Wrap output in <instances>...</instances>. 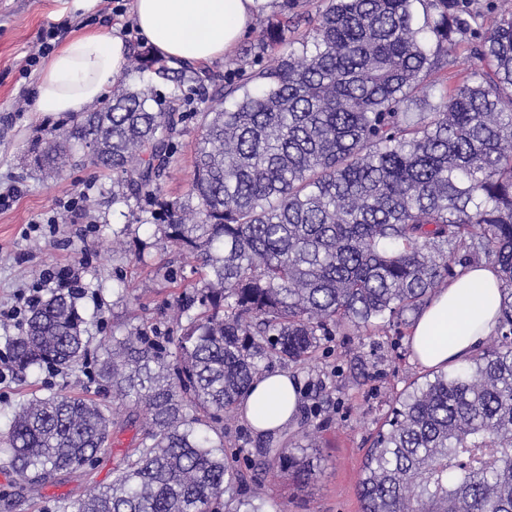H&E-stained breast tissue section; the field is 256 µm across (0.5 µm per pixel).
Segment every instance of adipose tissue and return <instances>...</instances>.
<instances>
[{"mask_svg":"<svg viewBox=\"0 0 512 512\" xmlns=\"http://www.w3.org/2000/svg\"><path fill=\"white\" fill-rule=\"evenodd\" d=\"M269 0H134L138 30L166 57L206 62L230 52ZM127 48L102 31L71 37L40 72L35 109L49 114L83 111L119 75ZM502 284L488 267L474 265L441 286L412 326L410 345L424 368L465 360L499 321ZM299 385L288 373L258 378L242 402L258 433L286 428L297 413Z\"/></svg>","mask_w":512,"mask_h":512,"instance_id":"adipose-tissue-1","label":"adipose tissue"}]
</instances>
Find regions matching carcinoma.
<instances>
[{"label":"carcinoma","instance_id":"obj_1","mask_svg":"<svg viewBox=\"0 0 512 512\" xmlns=\"http://www.w3.org/2000/svg\"><path fill=\"white\" fill-rule=\"evenodd\" d=\"M295 32L286 14L261 23L222 80L144 50L129 68L148 79L118 81L103 105L31 140L48 177L90 150L121 188L112 202H144L142 222L200 273L170 304L176 335L146 321L112 337L94 371L111 400L68 391L19 405L0 454L20 485L94 465L134 408L138 445L73 512H222L243 482L224 415L265 363H308L324 336L396 331L477 260L503 284L491 344L398 399L357 491L362 512H512V6L327 0ZM463 44L476 63L415 111ZM191 115L193 178L170 200L164 182ZM86 323L73 294L51 291L9 342L15 371L78 366ZM301 438L254 466L307 483L315 439ZM232 512H268L267 501L245 495Z\"/></svg>","mask_w":512,"mask_h":512}]
</instances>
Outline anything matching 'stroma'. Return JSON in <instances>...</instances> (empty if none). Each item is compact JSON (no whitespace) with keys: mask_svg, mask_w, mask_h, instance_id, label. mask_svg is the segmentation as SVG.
<instances>
[{"mask_svg":"<svg viewBox=\"0 0 512 512\" xmlns=\"http://www.w3.org/2000/svg\"><path fill=\"white\" fill-rule=\"evenodd\" d=\"M124 4L123 15L111 18L103 13L100 0L89 8L81 0H0V186L13 183L20 188L13 207L0 212V304L10 302L15 291L36 285L48 266L81 267L77 304L87 318L90 366L113 336L146 320L161 321L165 303L182 290L181 284L160 275L161 267L179 268L189 280L196 266L193 256L157 246L148 224L140 226L126 250L113 251V236L139 214L136 203L113 202L111 175L89 163L48 178L34 171L26 153L37 131L58 120L57 115L36 111L38 76L22 73L40 31L52 24L66 26L72 35L100 30L123 36L129 52L143 50L146 42L132 28L133 0ZM126 25L132 28L127 36L121 33ZM197 137L196 120H188L166 183L168 198L182 196L187 189ZM78 192L85 195L79 211L65 212L63 202ZM52 217L58 220L57 232H37V225ZM267 369H285L297 379L300 404L295 422L274 437L253 431L240 414L225 418L224 444L245 475L244 493L261 490L276 512H360L357 484L366 451L399 395L424 373L412 356L408 332L332 336L310 364L285 368L275 361ZM70 379V372L44 369L1 383L0 433L7 432L20 403L58 392ZM322 387L334 402L320 410L315 394ZM305 424L317 431L315 472L309 483L299 487L271 472L254 476L250 458L268 446L291 447ZM139 434L138 427L126 428L93 469L28 492L0 467V506L12 504L13 512H72L73 503L92 487L111 483L113 459L135 447Z\"/></svg>","mask_w":512,"mask_h":512,"instance_id":"1","label":"stroma"}]
</instances>
